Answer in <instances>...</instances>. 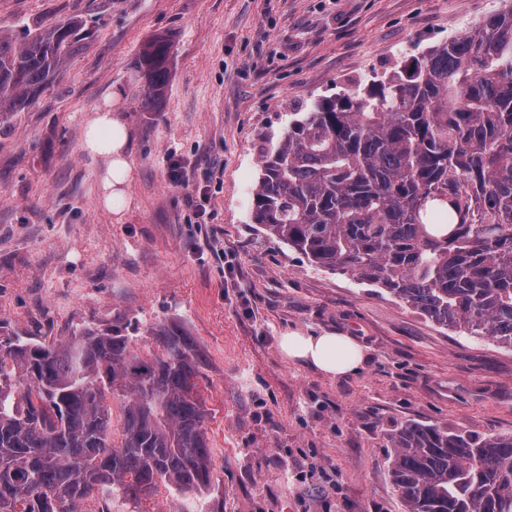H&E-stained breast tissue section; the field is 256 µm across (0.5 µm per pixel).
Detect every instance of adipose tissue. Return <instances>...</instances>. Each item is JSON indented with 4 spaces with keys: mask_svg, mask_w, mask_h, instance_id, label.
<instances>
[{
    "mask_svg": "<svg viewBox=\"0 0 512 512\" xmlns=\"http://www.w3.org/2000/svg\"><path fill=\"white\" fill-rule=\"evenodd\" d=\"M130 130L117 110L100 108L87 121L82 141L84 152L104 163L100 203L120 213L128 201L133 179L128 160ZM280 350L288 360L316 368L328 376H346L362 370L368 353L355 337L339 333L290 332L280 338Z\"/></svg>",
    "mask_w": 512,
    "mask_h": 512,
    "instance_id": "obj_1",
    "label": "adipose tissue"
}]
</instances>
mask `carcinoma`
Here are the masks:
<instances>
[{"mask_svg":"<svg viewBox=\"0 0 512 512\" xmlns=\"http://www.w3.org/2000/svg\"><path fill=\"white\" fill-rule=\"evenodd\" d=\"M82 29L69 18L0 34V121L51 87ZM171 56L164 37L140 53L148 111ZM260 163L252 220L265 236L512 347V6L384 81L315 102ZM154 335L150 358L112 328L57 345L0 339V512H81L108 488L137 504L160 483L210 482L201 354L177 326ZM388 443L403 512H512V435L409 422Z\"/></svg>","mask_w":512,"mask_h":512,"instance_id":"obj_1","label":"carcinoma"}]
</instances>
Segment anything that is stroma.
<instances>
[{"label":"stroma","mask_w":512,"mask_h":512,"mask_svg":"<svg viewBox=\"0 0 512 512\" xmlns=\"http://www.w3.org/2000/svg\"><path fill=\"white\" fill-rule=\"evenodd\" d=\"M505 0H0V34L77 17L89 33L51 90L0 122V337L52 344L116 328L143 356L176 324L201 351L211 483L161 484L140 512H403L386 435L417 420L512 434V350L464 336L258 231L259 147L296 112L475 30ZM172 44L141 105L144 44ZM131 130L130 204L99 206L82 149L94 109ZM187 180H169L168 153ZM208 189L207 223L189 193ZM298 331L356 336L370 360L332 378L288 361Z\"/></svg>","instance_id":"obj_1"}]
</instances>
